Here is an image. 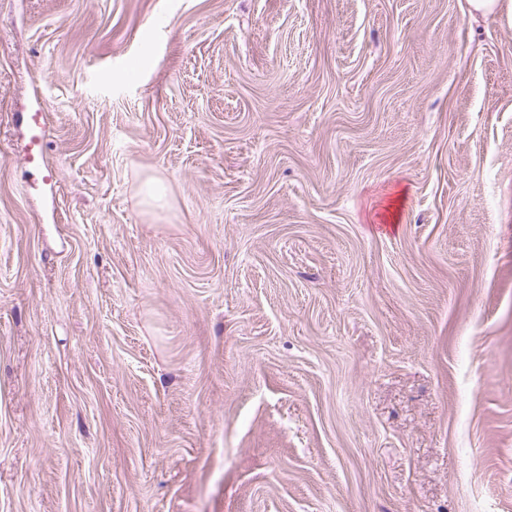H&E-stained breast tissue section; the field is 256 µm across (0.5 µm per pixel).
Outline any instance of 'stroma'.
<instances>
[{"label":"stroma","instance_id":"stroma-1","mask_svg":"<svg viewBox=\"0 0 512 512\" xmlns=\"http://www.w3.org/2000/svg\"><path fill=\"white\" fill-rule=\"evenodd\" d=\"M0 512H512V24L0 0ZM138 194L142 203L154 207L166 203L167 188L162 179L149 177L139 185Z\"/></svg>","mask_w":512,"mask_h":512}]
</instances>
